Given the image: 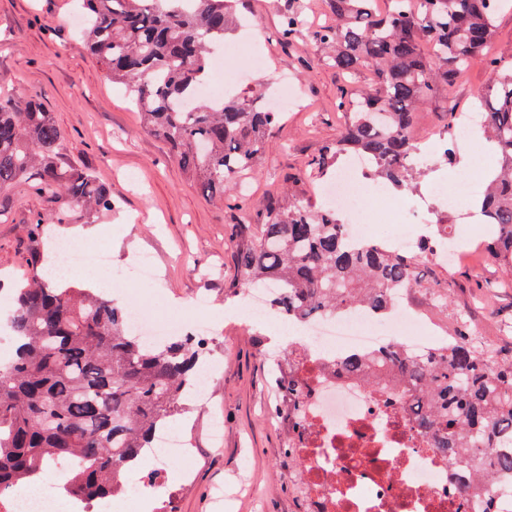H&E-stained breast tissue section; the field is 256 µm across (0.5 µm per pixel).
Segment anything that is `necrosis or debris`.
<instances>
[{"mask_svg": "<svg viewBox=\"0 0 512 512\" xmlns=\"http://www.w3.org/2000/svg\"><path fill=\"white\" fill-rule=\"evenodd\" d=\"M248 55L252 67L264 60L243 20L237 40L225 43L210 60L212 77L197 90L216 103L244 86L243 72L224 68L228 55ZM351 160L335 181L320 185L321 195L345 213L369 208L378 193L373 185L353 190L351 175L364 169ZM291 340L293 362L287 371L302 388V417L281 402L274 421L296 470L302 512H471L464 493L465 477L452 473L443 456L417 435L414 393L377 390L358 380L337 377L338 361L353 354L380 352L388 342L426 357L448 347V328L422 323L405 302L380 317L368 307H355L298 323ZM6 512H59L55 482L16 488Z\"/></svg>", "mask_w": 512, "mask_h": 512, "instance_id": "1", "label": "necrosis or debris"}]
</instances>
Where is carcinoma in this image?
I'll use <instances>...</instances> for the list:
<instances>
[{
  "label": "carcinoma",
  "mask_w": 512,
  "mask_h": 512,
  "mask_svg": "<svg viewBox=\"0 0 512 512\" xmlns=\"http://www.w3.org/2000/svg\"><path fill=\"white\" fill-rule=\"evenodd\" d=\"M82 0L84 48L127 86L145 129L174 152L188 179L222 201L254 172L282 115L262 94L219 106L194 97L206 81L212 48L237 22V0ZM328 0L334 22L313 32L336 72L364 68L374 81L339 88L336 109L348 114L336 141L309 164L322 174L350 153L371 161L366 178L393 192L418 191L426 156L412 137L417 114L451 90L481 59L498 75L479 99L482 137L499 168L476 201L495 261L512 268V63L484 53L495 33L496 0ZM307 26L295 11L283 39ZM60 132L34 99L0 98V190L24 183L48 199L95 209L112 194L89 172L58 165ZM431 239L414 252L353 246L333 207L269 200L256 240L239 256L253 287L277 283L271 307L303 320L363 304L387 314L415 290L448 308V292L428 286L420 266ZM15 353L0 362V499L18 484L35 485L61 466L63 496L101 505L125 491L124 476L151 445L153 430L186 409L198 369L190 336L150 345L130 334L124 309L99 288L51 277L36 252L32 273L14 288L9 317ZM338 372L374 388L401 381L425 411L416 424L452 471L473 472L471 505L491 512L490 492L512 496V348L485 346L457 323L448 352L415 358L395 345L369 357H346Z\"/></svg>",
  "instance_id": "carcinoma-1"
}]
</instances>
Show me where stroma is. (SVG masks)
Here are the masks:
<instances>
[{
  "label": "stroma",
  "mask_w": 512,
  "mask_h": 512,
  "mask_svg": "<svg viewBox=\"0 0 512 512\" xmlns=\"http://www.w3.org/2000/svg\"><path fill=\"white\" fill-rule=\"evenodd\" d=\"M294 9L304 11L309 27L285 42L279 35L280 17ZM238 11L255 20V35L266 54L265 66L252 75L253 85L268 91L287 76L301 92L299 107L272 131L268 150L241 192L255 211L272 194L286 205L313 200L320 181L308 164L336 139L344 121L336 110L344 80L311 36L312 28L332 20L327 2L240 0ZM78 12L77 0H0V97H30L51 112L61 134V163L93 173L111 190L113 208L91 211L66 198L50 200L24 184L0 193V280L28 273L32 243L27 226L40 214L64 217L63 223L49 225L44 246L79 236L87 246L110 247L111 268H86L88 276L119 282L138 253L153 254L157 280L133 286L118 304L191 306L206 300L214 327L204 354L219 369L209 401L178 416L181 430L193 439L194 460L188 476L172 478L171 510L154 512H296L283 437L267 423L278 404L269 360L285 346L273 342L274 327L220 315L246 297L238 253L255 240L259 227L239 223L237 211L206 197L167 145L144 131L126 87L113 82L97 58L81 49L80 27L74 22ZM496 80L492 70L473 63L450 99L459 113H467ZM447 100L434 99L419 112L415 136L442 128ZM473 173V167L460 169L456 163L427 173L417 197L428 205L431 222L418 225L416 232L423 235L431 224H446L458 247L475 248L471 261L428 264L429 281L436 289L451 288L449 316L464 315L482 340L511 348L512 274L488 258L484 226L441 209L430 194L434 182L452 186ZM214 415L224 420L220 448L211 447L206 435ZM254 483L261 485L262 496L253 505L245 490Z\"/></svg>",
  "instance_id": "35a3bbf8"
}]
</instances>
